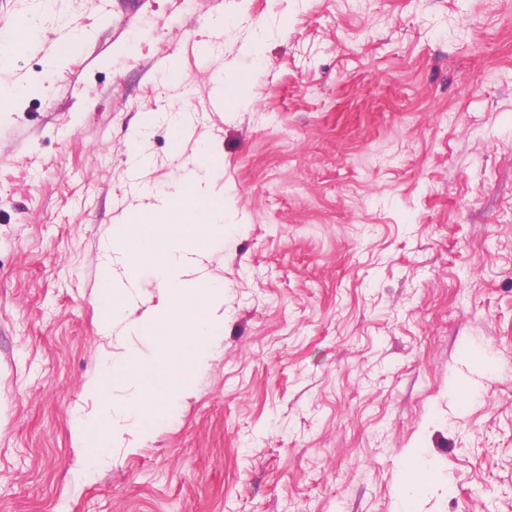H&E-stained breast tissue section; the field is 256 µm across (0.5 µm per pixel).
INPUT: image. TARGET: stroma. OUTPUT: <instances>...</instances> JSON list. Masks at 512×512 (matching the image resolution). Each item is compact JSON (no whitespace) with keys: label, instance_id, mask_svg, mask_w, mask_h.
Returning a JSON list of instances; mask_svg holds the SVG:
<instances>
[{"label":"stroma","instance_id":"obj_1","mask_svg":"<svg viewBox=\"0 0 512 512\" xmlns=\"http://www.w3.org/2000/svg\"><path fill=\"white\" fill-rule=\"evenodd\" d=\"M0 10L36 22L0 85L38 89L0 115V512H512V0ZM187 88L175 144L145 112ZM203 151L224 335L88 472L87 377L141 345L100 337L102 247Z\"/></svg>","mask_w":512,"mask_h":512}]
</instances>
